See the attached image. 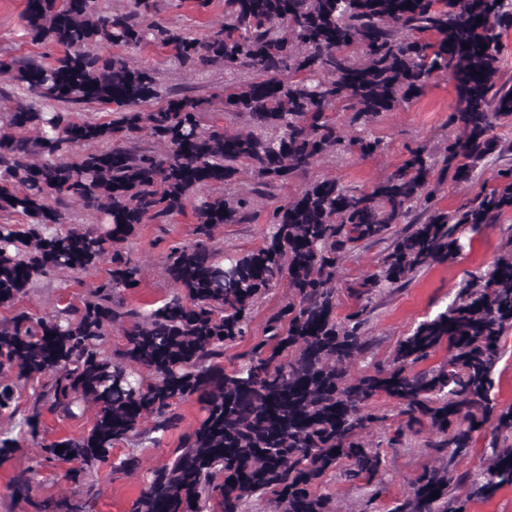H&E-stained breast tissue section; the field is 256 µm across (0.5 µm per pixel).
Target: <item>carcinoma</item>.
Returning a JSON list of instances; mask_svg holds the SVG:
<instances>
[{"mask_svg":"<svg viewBox=\"0 0 512 512\" xmlns=\"http://www.w3.org/2000/svg\"><path fill=\"white\" fill-rule=\"evenodd\" d=\"M172 7L25 0V35L61 55L0 59V417L38 442L32 464L14 471L12 497L34 512H88L100 489L87 471L138 435L159 444L190 401L202 420L149 471L131 512H255L264 502L270 512H335L329 476L366 481L369 507L388 451L415 438L435 464L391 512H466L472 499L512 487V405L491 397L512 329V241L404 336L387 365L350 372L371 353L376 298L455 261L465 227L512 211V164L453 211L435 202L444 180L475 184L512 155L496 134L512 125V78L501 74L512 0H224V21L202 38L163 18ZM148 46L187 71H224V91L160 94L157 71L120 53ZM439 72L456 93L442 148H408L368 188L309 182L269 210L258 248L224 252L220 227L254 223L260 202L320 158L384 153L371 125ZM212 112L241 127L204 123ZM77 204L96 220L75 222ZM189 205L191 238L164 257L173 291L141 310L129 302L144 280L131 240L139 225L165 224ZM385 242L372 270L343 281L345 262ZM73 276L85 288L79 302L44 314L19 306ZM343 287L355 303L341 315ZM279 288L286 300L262 339L224 366L254 308ZM441 351L442 363L420 368ZM382 397L395 403L384 449L369 441L388 419L374 409ZM89 408L88 432L43 439L45 414L75 420ZM485 428L486 465L461 468ZM18 451L0 430V464ZM54 461L75 464L66 477L78 500L33 498L37 468Z\"/></svg>","mask_w":512,"mask_h":512,"instance_id":"carcinoma-1","label":"carcinoma"}]
</instances>
